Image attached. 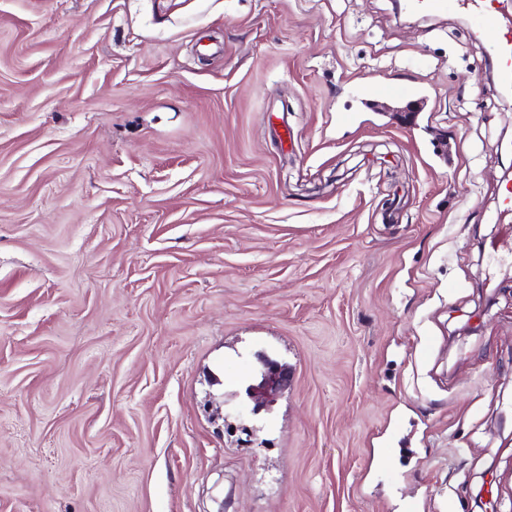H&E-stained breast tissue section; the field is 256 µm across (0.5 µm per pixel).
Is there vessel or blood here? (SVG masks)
Here are the masks:
<instances>
[{
  "instance_id": "b4317fda",
  "label": "vessel or blood",
  "mask_w": 512,
  "mask_h": 512,
  "mask_svg": "<svg viewBox=\"0 0 512 512\" xmlns=\"http://www.w3.org/2000/svg\"><path fill=\"white\" fill-rule=\"evenodd\" d=\"M418 10H445L448 8L469 13L481 29L482 35L493 50V58L505 77H512V18L498 16L491 11V0H411ZM374 96L382 98H406L421 104L423 89L392 84H377L371 89Z\"/></svg>"
}]
</instances>
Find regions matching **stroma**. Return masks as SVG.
I'll use <instances>...</instances> for the list:
<instances>
[{
	"mask_svg": "<svg viewBox=\"0 0 512 512\" xmlns=\"http://www.w3.org/2000/svg\"><path fill=\"white\" fill-rule=\"evenodd\" d=\"M475 26L0 0V512H512V101ZM261 353L290 382L253 416ZM371 94L382 98H407L408 103L420 105L427 96L423 89L415 87H405L392 84H375L371 89Z\"/></svg>",
	"mask_w": 512,
	"mask_h": 512,
	"instance_id": "obj_1",
	"label": "stroma"
}]
</instances>
